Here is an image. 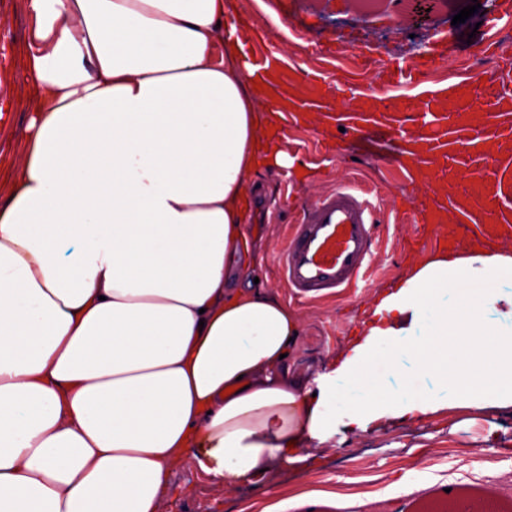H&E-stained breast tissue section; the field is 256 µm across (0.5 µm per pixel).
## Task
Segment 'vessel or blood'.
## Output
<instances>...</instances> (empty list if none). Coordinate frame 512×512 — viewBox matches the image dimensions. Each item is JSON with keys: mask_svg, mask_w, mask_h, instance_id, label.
Instances as JSON below:
<instances>
[{"mask_svg": "<svg viewBox=\"0 0 512 512\" xmlns=\"http://www.w3.org/2000/svg\"><path fill=\"white\" fill-rule=\"evenodd\" d=\"M512 24V0H498L497 8L484 22L485 45L494 48L500 30ZM448 51L446 39L437 40L418 62L398 66L389 74V86H425V100L395 104L378 94L371 105L334 107L333 87L322 81L319 72L300 73L297 64L275 53L260 62L257 78L274 73L279 82L304 80L309 95L282 106L283 128L299 125L303 113L318 112L324 119L344 129L343 136L364 153L379 154L391 146L388 164L397 167L404 179H418L420 173L435 176L447 167L467 168L472 176L468 187L471 206L446 198L434 209L421 212L426 224L453 221L473 234L486 233L493 225L512 224V181L503 179L512 167V155L489 159L482 148L487 139L512 141V57L502 59L501 81L495 94L485 97L480 110L463 104L460 91L471 86L468 67L444 71L440 61ZM416 113L424 130L412 137L405 116ZM378 207L367 190L344 183L327 192L319 204L302 212L290 228L286 245L275 257L286 287L308 300L346 294L357 287L369 268Z\"/></svg>", "mask_w": 512, "mask_h": 512, "instance_id": "obj_1", "label": "vessel or blood"}]
</instances>
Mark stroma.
I'll return each mask as SVG.
<instances>
[{
    "instance_id": "obj_1",
    "label": "stroma",
    "mask_w": 512,
    "mask_h": 512,
    "mask_svg": "<svg viewBox=\"0 0 512 512\" xmlns=\"http://www.w3.org/2000/svg\"><path fill=\"white\" fill-rule=\"evenodd\" d=\"M471 3L441 0L435 17L425 25L416 22L407 0H233L231 13L250 17L251 39L268 50L295 54L306 63L318 49L341 41L350 43L352 72L359 80L356 92L362 97L385 89L380 72L363 70L365 57L403 64L443 35L464 46L466 52H475L477 45L468 36L476 23L484 20L485 9L476 10L465 23L452 22L453 16ZM274 15L280 26L272 25ZM30 24L26 0H0V37L9 42L7 53L0 54V169L5 170L14 163L28 122L22 105V53ZM340 139L335 126L320 117L311 126L282 136V146L289 154L298 155V146H305L307 153L298 155L299 161L304 165L316 163L317 178L307 180L300 172L289 178L282 168L264 167L248 192L249 198L261 201L288 191L294 202L310 205L336 184L353 182L371 190L387 218L366 275L367 287L319 302L291 295L279 280L275 252L287 241L288 215H272L267 223L249 225L240 259L258 277L259 288L276 294L301 315L302 335L288 367L304 375L327 366L362 319L374 294L393 287L413 257L434 251L440 236L436 225L395 219L402 211H418L438 202L433 181L411 184L393 180L378 158L362 153L325 154V146ZM487 434L493 437V447L512 455V412L486 411L477 424L465 423L453 432L444 420L398 421L382 431L361 435L340 429L328 443L319 475L284 471L230 495L188 462L172 478L173 495L167 512H243L250 504L261 507L308 489L373 494L372 502L353 512H418L424 504L443 501L448 488L477 500L492 498L512 505V476H488L481 462L459 454L463 448L482 447ZM403 477L414 486V493L398 492L395 483Z\"/></svg>"
}]
</instances>
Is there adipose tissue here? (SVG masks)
<instances>
[{"instance_id":"obj_1","label":"adipose tissue","mask_w":512,"mask_h":512,"mask_svg":"<svg viewBox=\"0 0 512 512\" xmlns=\"http://www.w3.org/2000/svg\"><path fill=\"white\" fill-rule=\"evenodd\" d=\"M26 138L0 184V512H162L186 460L233 491L337 427L512 409V252L424 253L314 382L240 264L275 99L229 0H27ZM414 371L405 374L404 363Z\"/></svg>"}]
</instances>
